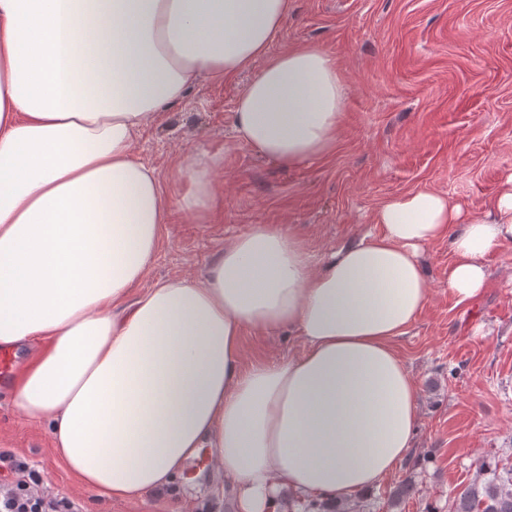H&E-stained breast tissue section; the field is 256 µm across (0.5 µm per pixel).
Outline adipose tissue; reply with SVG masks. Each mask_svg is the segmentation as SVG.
<instances>
[{
	"label": "adipose tissue",
	"instance_id": "1",
	"mask_svg": "<svg viewBox=\"0 0 512 512\" xmlns=\"http://www.w3.org/2000/svg\"><path fill=\"white\" fill-rule=\"evenodd\" d=\"M290 0H0V346L50 343L25 367L18 412L108 500L167 489L200 449L239 512L286 495L349 505L406 460L418 390L393 347L425 309L422 253L447 240L448 290L479 297L512 241V177L471 220L420 191L380 208V234L315 264L294 234L256 224L203 279L122 300L152 266L168 207L139 131L203 75H254L238 136L285 166L331 150L344 85L306 45L270 53ZM222 158L186 155L178 200L204 217ZM294 330L303 353L245 363L244 326Z\"/></svg>",
	"mask_w": 512,
	"mask_h": 512
}]
</instances>
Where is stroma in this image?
<instances>
[{
    "instance_id": "obj_1",
    "label": "stroma",
    "mask_w": 512,
    "mask_h": 512,
    "mask_svg": "<svg viewBox=\"0 0 512 512\" xmlns=\"http://www.w3.org/2000/svg\"><path fill=\"white\" fill-rule=\"evenodd\" d=\"M320 48L344 80L335 145L286 167L259 156L234 130L236 100L251 71L204 75L178 105L137 136L134 156L154 167L171 203L156 259L141 282L202 276L227 241L252 225L293 231L313 260L376 235L388 201L433 191L480 219L512 176V0H291L271 53ZM224 160L204 220L177 203L184 155ZM430 298L393 345L413 376L418 423L394 474L357 494L355 512H452L479 478L483 460L512 466V243L486 258L483 295L461 303L448 291L447 241L424 252ZM246 362L299 356L296 333L245 327ZM14 381L0 380V454L24 461L51 493L86 512H236L234 488L209 449L188 462L172 488L125 501L85 489L52 448L49 424L22 417ZM413 496L395 499L405 478Z\"/></svg>"
}]
</instances>
